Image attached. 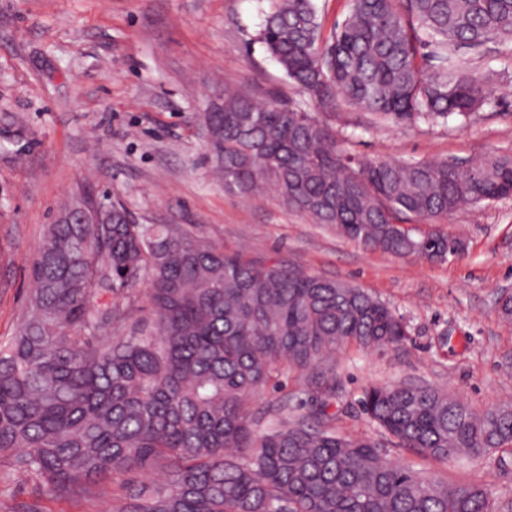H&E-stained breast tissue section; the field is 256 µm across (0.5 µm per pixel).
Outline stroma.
I'll return each mask as SVG.
<instances>
[{
	"label": "stroma",
	"instance_id": "stroma-1",
	"mask_svg": "<svg viewBox=\"0 0 512 512\" xmlns=\"http://www.w3.org/2000/svg\"><path fill=\"white\" fill-rule=\"evenodd\" d=\"M272 0H0V341L16 333L31 290L28 265L44 230L75 193L121 202L140 224H164L261 261L278 260L361 288L401 315L399 348L337 349L340 434L377 438L360 399L374 383L437 388L473 409L512 406V321L498 311L512 286V197L415 220L442 227L466 249L442 262L369 251L328 224L262 196L225 190L214 173L199 115L225 86L256 99L298 94L258 41ZM500 42L458 50L489 81L491 106L469 122L376 121L355 108L333 124L350 149L396 160L469 163L512 155V62ZM283 391L256 400L260 411L287 401L306 415L314 392L289 372ZM397 463L445 481L477 480L512 499V460L488 455L440 464L386 447ZM118 483L73 505L51 500L37 480L0 465V512H108Z\"/></svg>",
	"mask_w": 512,
	"mask_h": 512
}]
</instances>
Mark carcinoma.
I'll list each match as a JSON object with an SVG mask.
<instances>
[{"label":"carcinoma","instance_id":"1","mask_svg":"<svg viewBox=\"0 0 512 512\" xmlns=\"http://www.w3.org/2000/svg\"><path fill=\"white\" fill-rule=\"evenodd\" d=\"M491 40L512 43V0H349L327 36L314 0H276L258 36L321 113L346 103L379 120H466L491 105L490 86L448 57L450 46ZM202 119L225 189L272 188L289 208L396 257L445 260L462 245L399 224L512 193L511 155L467 167L370 158L299 104L227 88ZM29 277L18 331L0 346V462L57 499L79 503L134 475L112 512H512L482 485L450 486L331 428L328 356L409 336L360 288L136 224L121 203L109 224L47 225ZM144 278L150 321L119 334ZM290 367L314 376L319 404L290 420L285 403L262 426L253 402ZM361 405L420 456L512 454L509 406L478 413L421 385H372ZM156 470L163 479H148Z\"/></svg>","mask_w":512,"mask_h":512}]
</instances>
